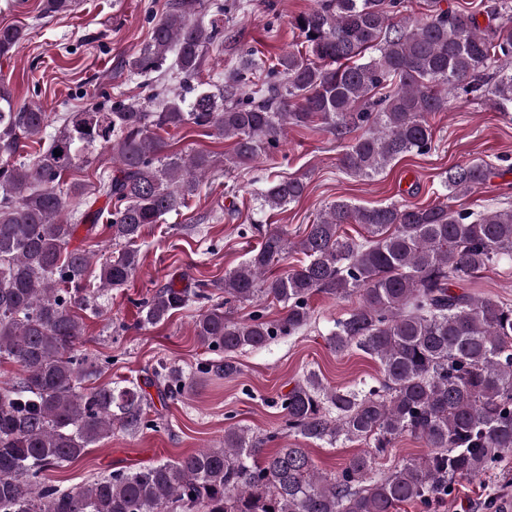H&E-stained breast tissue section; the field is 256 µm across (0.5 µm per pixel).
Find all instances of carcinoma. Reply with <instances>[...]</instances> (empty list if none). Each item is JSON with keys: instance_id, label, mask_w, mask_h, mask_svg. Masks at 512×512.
I'll use <instances>...</instances> for the list:
<instances>
[{"instance_id": "carcinoma-1", "label": "carcinoma", "mask_w": 512, "mask_h": 512, "mask_svg": "<svg viewBox=\"0 0 512 512\" xmlns=\"http://www.w3.org/2000/svg\"><path fill=\"white\" fill-rule=\"evenodd\" d=\"M202 0H170L149 40L125 61L131 74L173 67L188 99H124L110 111L74 112L47 134L46 113L18 104L0 77V359L19 372L0 385V512H397L429 508L452 495L461 477H479L512 452V306L454 289L512 257V206L476 215L454 202L485 182L492 169L471 161L450 168L442 191L426 206L390 203L360 207L338 199L307 225L303 237L268 231L249 258L224 275V301L212 303L211 284L191 289L171 281L139 302L142 326L168 320L190 304L197 342L224 359L187 374L160 363L140 382L90 386L111 359L80 349L82 313L97 307L85 282L89 251L71 247L79 230L95 234L99 211L82 208L85 185L66 177L108 147L93 195L112 204L105 230L127 248L99 266V290L123 287L140 264L133 245L146 225L187 205L214 160L207 151L173 154L161 135L193 125L206 137L231 142L225 161L250 166L274 158L288 126L348 139L339 158L346 176L371 180L394 161L431 150L428 116L448 95L512 112V0L484 5L487 26L472 11L438 9L410 19L407 0H317L290 18L299 46L264 63L252 53L224 75L201 82L210 51L224 46V28L198 21ZM76 0H42L41 15L70 13ZM27 37L23 26L0 27V58ZM30 143L45 145L31 159ZM62 152L58 156L54 151ZM299 178L271 183L258 207L274 211L298 201ZM357 224L367 236L343 232ZM303 259L284 273L268 271L291 251ZM355 296L336 319L328 343L336 353L356 348L378 361L381 376L361 387L331 389L309 371L281 394L288 433L305 442L367 446L332 475L315 467L297 444L267 454L277 434L230 427L224 445L173 461L115 472L61 490L42 474L78 460L90 446L120 430L134 436L155 427L151 395L174 400L198 379H232V353L290 336L312 320L316 294ZM283 305L267 318V302ZM255 307L237 319L228 303ZM404 437L431 453L376 468Z\"/></svg>"}]
</instances>
